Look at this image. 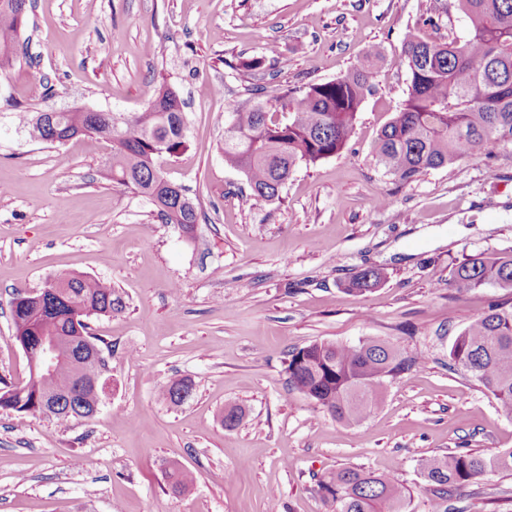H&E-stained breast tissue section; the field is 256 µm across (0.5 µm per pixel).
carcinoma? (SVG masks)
<instances>
[{"label": "carcinoma", "instance_id": "1", "mask_svg": "<svg viewBox=\"0 0 512 512\" xmlns=\"http://www.w3.org/2000/svg\"><path fill=\"white\" fill-rule=\"evenodd\" d=\"M469 25L468 38L438 43L423 26L433 16L409 27L403 36L401 63L408 74V93L400 112L381 131L373 156L395 180L408 183L429 169L454 164L479 153L512 145V0H457ZM32 0H0V73L13 64L21 28ZM378 51L366 54L360 67L327 82L288 89L252 107L229 110L224 127V164L240 172L254 204L273 202L294 170L314 166L340 154L353 133L364 99L376 92L370 67ZM185 102L167 83L142 112L116 115L79 107L61 112H15L17 128L37 143L63 144L77 136H95L112 144L106 175L145 197L166 224L190 234L198 223L197 207H185L186 189H171L159 160L186 150ZM384 273L374 267L348 283L352 291L378 287ZM448 287L470 291L493 287L512 293V253H476L448 266ZM122 297L102 278L67 274L46 283V289L18 293L11 301L13 339L32 346L39 337L61 336L78 351L100 350L89 320L122 311ZM453 364L483 384L499 412L512 420V307L500 304L469 324L449 350ZM425 356L405 355L393 344L366 340L357 345L321 341L288 353L289 385L347 424L373 415L381 402L385 380L420 369ZM79 367L75 357L60 356L48 377L29 375L27 382L0 383V409L19 414H44L42 398L52 392L64 400L67 418H89L105 396L91 386L72 394ZM188 377L160 383L162 401L180 406L192 395ZM242 407L219 414L226 429L244 417ZM421 473L431 495L432 512H448L451 493L489 472H512V448L485 457L471 451L422 460ZM169 487L182 493L194 484L192 471L167 468ZM332 512H410L409 490L374 472L345 466L317 482Z\"/></svg>", "mask_w": 512, "mask_h": 512}]
</instances>
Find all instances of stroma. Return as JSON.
<instances>
[{
    "label": "stroma",
    "mask_w": 512,
    "mask_h": 512,
    "mask_svg": "<svg viewBox=\"0 0 512 512\" xmlns=\"http://www.w3.org/2000/svg\"><path fill=\"white\" fill-rule=\"evenodd\" d=\"M427 0H34L26 51L0 75V379L28 380L12 338L14 291L62 274L111 282L125 307L93 328L112 348V395L88 419L0 411V512H329L324 474L351 465L406 486L430 512L422 459L512 448V421L480 382L451 365L457 334L496 288L458 291L448 266L512 253V147L401 184L372 156L407 96L402 36ZM378 50L376 95L346 149L299 166L279 201L240 203L243 176L224 164V113L257 96L326 82ZM258 58L262 66L244 68ZM186 102L188 150L163 160L200 215L193 237L163 223L104 170L111 148L79 136L29 142L13 122L75 105L140 112L160 83ZM364 293L345 280L372 266ZM393 342L424 369L388 378L376 413L347 424L289 389L288 350L320 341ZM195 383L181 406L155 387ZM242 406L239 425L218 415ZM194 486L168 487L165 467ZM448 512H512V472L454 491ZM385 279L384 273L379 268L369 267L360 271L348 283V290L365 292L378 287ZM167 478L173 493L185 492L195 482L194 473L179 464L170 465L167 468Z\"/></svg>",
    "instance_id": "stroma-1"
}]
</instances>
